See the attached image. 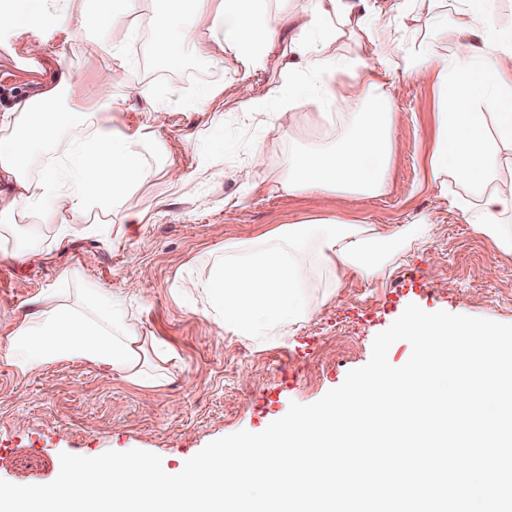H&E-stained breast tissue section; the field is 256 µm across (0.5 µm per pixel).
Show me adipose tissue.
<instances>
[{
  "label": "adipose tissue",
  "instance_id": "obj_1",
  "mask_svg": "<svg viewBox=\"0 0 512 512\" xmlns=\"http://www.w3.org/2000/svg\"><path fill=\"white\" fill-rule=\"evenodd\" d=\"M167 19L155 23L156 41L169 64L184 49L200 57L228 50L245 70L264 68L280 43L282 23L293 25L288 82L264 97L240 88L242 122H254L267 101L295 102L297 94L340 108L335 147L288 156V174L274 180L288 194L386 192L396 150L395 114L388 87L400 75L432 82L438 96L437 130L425 160L429 181L465 223L512 253V28L494 22L496 0H427L425 34L398 44L390 25L376 22L370 0H301L288 18L273 14L268 0H165ZM75 14L32 6L26 0L0 9V31L37 33L70 28ZM208 35L197 38L192 26ZM360 48L339 55L342 39ZM132 71L102 73L94 90L98 125L75 140L63 127L84 124L78 108L53 111L61 87L0 113V228L34 221L52 225L57 238L93 234L85 214L121 208L151 175L138 134L113 136L102 123L123 107ZM51 145L57 161L37 177L27 172L34 148ZM434 229L427 217L413 226L381 228L341 217L289 225L261 242L228 243L202 288L225 330L241 336H281L314 310L302 290L309 274L327 272L333 288L354 274L384 275L400 251L424 246ZM63 271L54 288L33 300L35 309L14 328L9 356L22 371L63 361H85L130 380L140 379L146 339L131 322H115L119 301L99 289L88 308L69 303Z\"/></svg>",
  "mask_w": 512,
  "mask_h": 512
}]
</instances>
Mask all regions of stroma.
<instances>
[{
    "label": "stroma",
    "instance_id": "obj_1",
    "mask_svg": "<svg viewBox=\"0 0 512 512\" xmlns=\"http://www.w3.org/2000/svg\"><path fill=\"white\" fill-rule=\"evenodd\" d=\"M87 20L68 31L49 27L38 34L41 50L26 51L28 36L0 33V112L37 96L68 74L71 105L94 114L97 76L135 68L133 86L108 126L116 134L140 133L153 176L126 200L124 209L87 214L105 224L110 238L76 236L57 241L48 224H21L12 245L27 256L0 254V479L18 485L47 484L60 469L61 453L95 457L106 451L140 449L176 468L209 442L240 430L263 431L288 412L291 402L311 404L340 386L350 370L370 359L375 336L409 304L427 312L488 318L512 324V255L477 234L430 186L423 165L437 129L434 88L403 76L390 88L396 114L397 149L389 189L378 197L336 198L319 193L290 195L254 185L250 158L256 143L268 150L269 177L288 168V121L305 112L303 149L335 142L337 126L317 118L316 104L298 97L292 107L268 104L257 121L239 120L241 84L263 94L287 82L277 58L244 72L231 53L210 58L185 55L178 66L161 61L148 26L156 0H144L130 29L96 19L95 0H82ZM122 43L113 56L103 42ZM215 96L200 102V88ZM163 111L155 124L152 114ZM185 175L170 183L167 168ZM144 213L140 224L123 220L125 210ZM340 216L388 227L428 216L436 224L430 243L405 251L390 275L347 277L324 299L327 274L308 277L311 317L288 334L251 339L227 331L189 281L208 276L228 242L248 244L287 224ZM66 269L78 271L73 300L93 289L123 299L120 316L148 339L144 370L155 385L81 361L21 372L8 359V337L33 311L32 300L55 285ZM151 290L128 300L130 286Z\"/></svg>",
    "mask_w": 512,
    "mask_h": 512
}]
</instances>
